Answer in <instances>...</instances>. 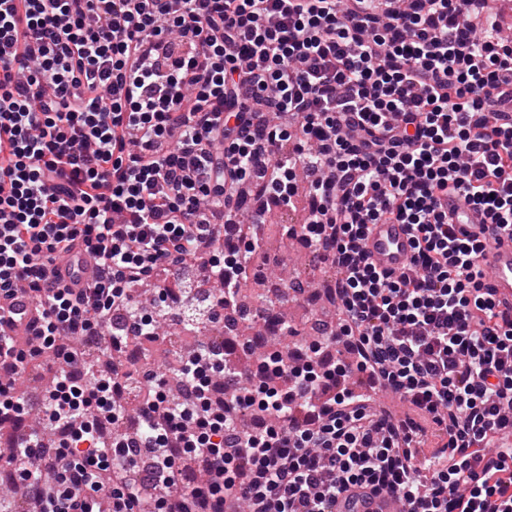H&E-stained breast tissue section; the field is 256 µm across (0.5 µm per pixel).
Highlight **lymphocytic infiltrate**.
Instances as JSON below:
<instances>
[{
	"label": "lymphocytic infiltrate",
	"instance_id": "1",
	"mask_svg": "<svg viewBox=\"0 0 512 512\" xmlns=\"http://www.w3.org/2000/svg\"><path fill=\"white\" fill-rule=\"evenodd\" d=\"M308 183L298 237L336 272L337 320L249 374L205 338L179 392L153 375L130 437L123 364L95 337L152 341L200 267L235 307L271 207ZM465 210L449 221L443 201ZM512 235V40L490 0H0V300L27 291V346L0 349V422L30 360L54 366L42 430L0 473L11 512H512V306L468 212ZM372 224L413 256L377 269ZM83 246L98 275L52 267ZM151 281L150 309L132 289ZM149 470L117 471L140 444ZM206 479L183 487L179 463ZM365 249L371 261L386 270L402 269L413 253L409 232L403 224H372ZM335 512H401L396 498L388 492L356 490L336 499Z\"/></svg>",
	"mask_w": 512,
	"mask_h": 512
}]
</instances>
